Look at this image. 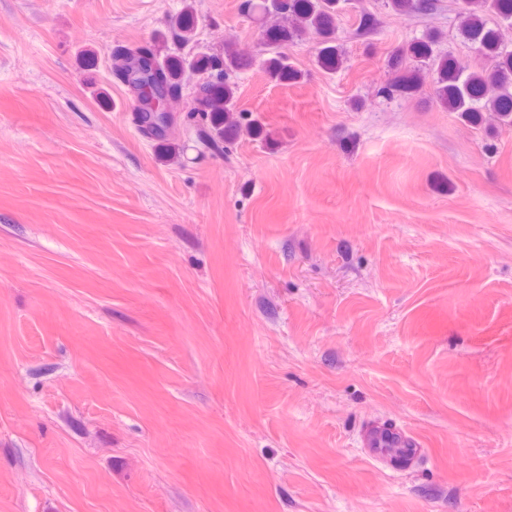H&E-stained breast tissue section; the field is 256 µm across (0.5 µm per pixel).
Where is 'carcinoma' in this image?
Returning a JSON list of instances; mask_svg holds the SVG:
<instances>
[{"label":"carcinoma","instance_id":"carcinoma-1","mask_svg":"<svg viewBox=\"0 0 512 512\" xmlns=\"http://www.w3.org/2000/svg\"><path fill=\"white\" fill-rule=\"evenodd\" d=\"M344 0H246L245 9L261 23L273 19V24L262 30L265 51L269 57L262 60L269 78L275 82L297 81V70L283 53V48L308 32H315L328 40L336 30V16L343 10ZM384 5L396 14L410 16L435 8L433 0H384ZM459 32L465 42L473 46L483 62L471 68L448 55L435 51L437 35L426 36L394 51L392 64L402 70L381 91L389 99L409 97L429 86L432 97L441 107L458 114L461 121L477 124L482 113L493 112L500 124L512 126V49L500 38V29L512 26V0H458ZM170 32L177 46L194 43L196 20L193 5L185 8L170 21ZM112 74L126 82L134 72L137 61H143L139 75L133 79L139 98L151 103L159 90L175 98L182 93V82L187 71L208 75L223 67L224 79L203 84L197 107L203 127L198 138L209 150L223 149L224 139L230 133L244 130L256 133L259 127L246 128L234 118L236 84L230 74L252 65L233 49L224 50V57L208 54H167L148 46L129 48L117 45L111 50ZM317 65L326 71H335L341 64L334 46L321 48ZM134 122L139 133L157 142L163 157L173 161L179 148L171 142L170 127L173 116L168 112H136ZM374 447L384 449L391 460L401 457L402 445L394 440L388 429L373 435Z\"/></svg>","mask_w":512,"mask_h":512}]
</instances>
